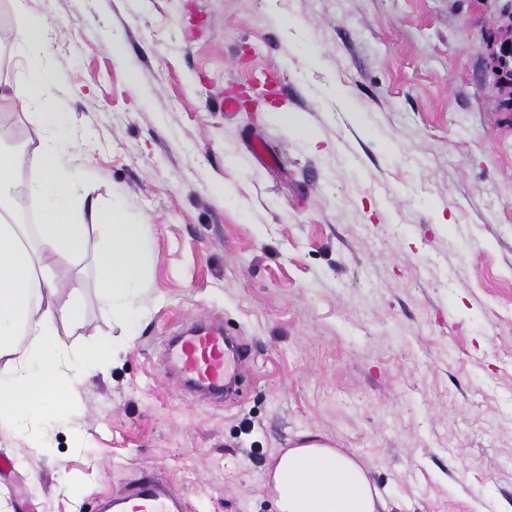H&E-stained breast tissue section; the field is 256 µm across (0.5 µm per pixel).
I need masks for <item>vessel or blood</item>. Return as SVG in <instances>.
I'll return each mask as SVG.
<instances>
[{
	"label": "vessel or blood",
	"mask_w": 512,
	"mask_h": 512,
	"mask_svg": "<svg viewBox=\"0 0 512 512\" xmlns=\"http://www.w3.org/2000/svg\"><path fill=\"white\" fill-rule=\"evenodd\" d=\"M168 356L185 384L219 395L225 378L236 372L249 354L246 349L228 346L221 326L207 325L178 337ZM113 507L115 512H176L178 499L168 484L148 476L116 498Z\"/></svg>",
	"instance_id": "obj_1"
}]
</instances>
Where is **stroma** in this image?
Segmentation results:
<instances>
[{"label":"stroma","mask_w":512,"mask_h":512,"mask_svg":"<svg viewBox=\"0 0 512 512\" xmlns=\"http://www.w3.org/2000/svg\"><path fill=\"white\" fill-rule=\"evenodd\" d=\"M48 24L52 112L85 211L152 227L118 361L46 418L0 425V512H95L147 467L184 512H274L300 435L353 453L388 512H512V112L495 0H0ZM277 79L263 85L264 72ZM0 148L34 151L17 49ZM234 94L240 108L218 103ZM86 253L74 351L122 330ZM253 348L236 396L177 388L186 319Z\"/></svg>","instance_id":"35a3bbf8"}]
</instances>
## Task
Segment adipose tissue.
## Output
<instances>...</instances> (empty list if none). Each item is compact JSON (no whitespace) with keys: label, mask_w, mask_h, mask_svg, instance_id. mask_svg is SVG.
<instances>
[{"label":"adipose tissue","mask_w":512,"mask_h":512,"mask_svg":"<svg viewBox=\"0 0 512 512\" xmlns=\"http://www.w3.org/2000/svg\"><path fill=\"white\" fill-rule=\"evenodd\" d=\"M45 22L19 16L11 40L27 50L26 81L45 111L36 153L0 151V423L14 426L49 415L73 398L77 385L104 370L105 359L122 341L102 342L89 360H72L65 336L83 327L79 285L61 294L49 257L80 258L89 229L104 232L106 248L95 256L99 299L113 321L129 327L144 286L147 224L130 223L124 207L85 214L83 173L63 164L69 145L49 136L58 125L49 107L58 93L38 54ZM34 166L38 176L19 188V169ZM42 202L35 224L16 220L30 200ZM275 512H384L386 505L355 456L317 440L287 449L268 475Z\"/></svg>","instance_id":"adipose-tissue-1"}]
</instances>
